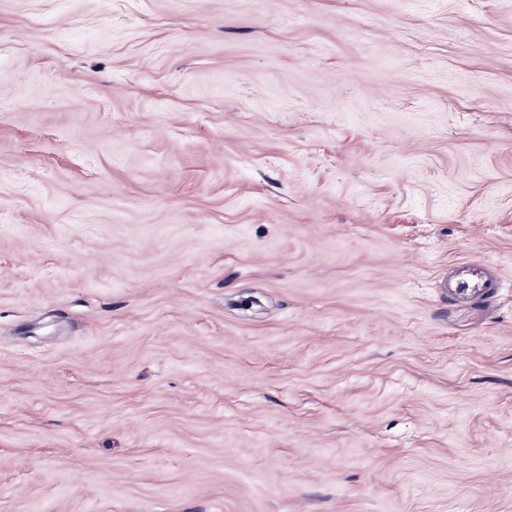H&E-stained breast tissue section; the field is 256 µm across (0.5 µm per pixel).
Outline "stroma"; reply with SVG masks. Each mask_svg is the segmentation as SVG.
Instances as JSON below:
<instances>
[{
	"instance_id": "stroma-1",
	"label": "stroma",
	"mask_w": 512,
	"mask_h": 512,
	"mask_svg": "<svg viewBox=\"0 0 512 512\" xmlns=\"http://www.w3.org/2000/svg\"><path fill=\"white\" fill-rule=\"evenodd\" d=\"M0 512H512V0H0Z\"/></svg>"
}]
</instances>
